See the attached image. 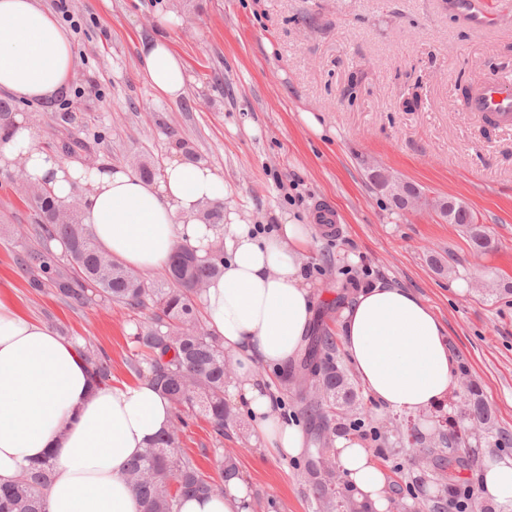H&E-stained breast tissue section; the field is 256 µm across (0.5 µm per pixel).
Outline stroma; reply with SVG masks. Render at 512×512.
<instances>
[{
  "instance_id": "35a3bbf8",
  "label": "stroma",
  "mask_w": 512,
  "mask_h": 512,
  "mask_svg": "<svg viewBox=\"0 0 512 512\" xmlns=\"http://www.w3.org/2000/svg\"><path fill=\"white\" fill-rule=\"evenodd\" d=\"M480 3L492 26L466 22L453 0H68L79 25L75 77L51 102L17 111L40 147L83 141L75 157L87 164L146 162L157 172L181 149L223 175L230 204L261 228L285 215L313 222L320 208L336 214L303 258L317 323L338 332L342 304L379 281L423 299L457 360L450 410H467L474 387L491 413L493 440L473 444L471 475L512 457V125H489L461 105L489 78L512 79V0ZM171 12L180 25L160 27ZM160 34L188 68V93L177 101L137 76L140 41ZM62 110L73 123L54 121ZM305 112L324 136L302 121ZM374 167L421 188L427 206L399 211L371 182ZM18 175V165H0V291L25 316L108 356L113 385L137 383L134 314L78 308L29 287L19 259L36 243V219ZM448 199L472 211L487 250L474 249L466 226L441 219L436 204ZM268 379L288 417L307 427L308 381L277 370ZM182 416V452L212 477L217 448L233 453L252 512H314L304 457L262 447L245 412L220 440L201 414ZM378 463L401 501L432 486V469L413 467L407 448Z\"/></svg>"
}]
</instances>
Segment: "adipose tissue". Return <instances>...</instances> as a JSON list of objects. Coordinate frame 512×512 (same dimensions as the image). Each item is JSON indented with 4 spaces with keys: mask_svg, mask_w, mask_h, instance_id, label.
Segmentation results:
<instances>
[{
    "mask_svg": "<svg viewBox=\"0 0 512 512\" xmlns=\"http://www.w3.org/2000/svg\"><path fill=\"white\" fill-rule=\"evenodd\" d=\"M74 73L70 36L40 0H0V91L46 101L65 91ZM137 74L168 100L187 92L186 65L165 39L141 41ZM11 161L58 202L85 187L84 222L98 245L132 272L164 269L179 245L201 256L223 246V272L201 304L208 329L235 366L228 396L246 411L254 438L276 453L301 455L306 437L281 417L266 373L286 368L305 346L315 299L302 256L315 225L285 217L276 230L257 234L227 205L229 186L207 163L175 157L149 181L108 161L89 168L39 147L21 115L0 140V164ZM207 205L223 206L221 227L203 220ZM339 321L343 350L378 405L416 416L452 396L456 361L445 328L411 291L374 284L342 305ZM173 418L171 403L150 381L94 386L77 343L26 318L0 294V483L50 454L56 467L46 490L48 512H143L127 466ZM334 452L344 481L371 512H389L387 477L373 451L339 436ZM475 481L482 500L512 503V458L484 462ZM249 501L245 482L236 478L223 491L183 501L180 512H250Z\"/></svg>",
    "mask_w": 512,
    "mask_h": 512,
    "instance_id": "ef3b65f1",
    "label": "adipose tissue"
}]
</instances>
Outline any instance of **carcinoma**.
I'll return each mask as SVG.
<instances>
[{
  "instance_id": "obj_1",
  "label": "carcinoma",
  "mask_w": 512,
  "mask_h": 512,
  "mask_svg": "<svg viewBox=\"0 0 512 512\" xmlns=\"http://www.w3.org/2000/svg\"><path fill=\"white\" fill-rule=\"evenodd\" d=\"M14 110L11 101L0 99V139L10 131ZM31 203L40 248L27 250L21 258V264L37 270L30 286L40 288L47 281L62 299L81 308L106 302L149 312L147 320L136 324L132 336V369L157 385L173 407L199 408L211 421L215 434L224 437V427L233 420L226 396L235 373L228 368L222 339L199 319L201 293L195 288L222 273L223 248L200 258L194 250L179 245L164 270V282L150 283L112 260L99 247L76 205L58 203L35 186L31 187ZM448 221L470 226L473 243L486 247L485 234L470 210L450 201ZM53 241L64 246L69 267L54 262L50 249ZM82 355L95 383L103 385L110 381L112 365L107 356L90 349ZM301 370L315 379L313 394L301 397L302 413L316 433L315 448L304 466L308 496L317 512H350L357 505L350 497L338 494L343 480L332 442L338 433H364L367 417L362 411L352 414L343 409V405L352 402L353 395L345 391L343 376L336 365V337L330 330L324 329L312 337ZM178 431L177 425H170L129 465L128 480L141 497L144 512H178L183 497L221 491L224 482L239 475L230 457L220 461L219 479L203 473L180 452ZM400 438L421 446V458L433 466L434 472L445 471L448 479L456 478L460 460L449 451L458 439L455 425H448V434L441 436L438 447L423 445V436L413 430H401ZM54 468L53 457L46 456L23 469L20 477L1 484L0 512H48L43 492Z\"/></svg>"
}]
</instances>
